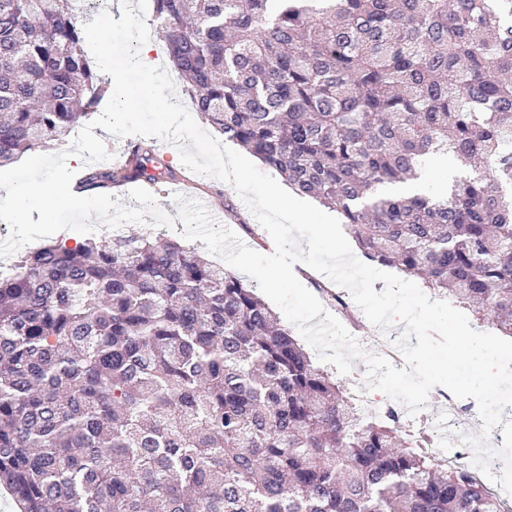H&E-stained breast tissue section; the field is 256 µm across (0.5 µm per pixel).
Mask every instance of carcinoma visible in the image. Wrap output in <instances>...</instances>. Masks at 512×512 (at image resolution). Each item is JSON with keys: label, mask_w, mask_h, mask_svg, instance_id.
I'll use <instances>...</instances> for the list:
<instances>
[{"label": "carcinoma", "mask_w": 512, "mask_h": 512, "mask_svg": "<svg viewBox=\"0 0 512 512\" xmlns=\"http://www.w3.org/2000/svg\"><path fill=\"white\" fill-rule=\"evenodd\" d=\"M65 0H0V167L104 98ZM195 111L363 256L512 338V0H153ZM432 155L445 196L390 195ZM176 178L150 146L79 189ZM0 486L17 512H504L367 416L245 283L159 234L0 277ZM341 226H342V230H343V232H344V234H345L346 238L348 239V241H349V243H350V245H351V247H352V250H353L354 254L356 255V257H357L358 259H360V260H361V261H363L364 263L369 264V265H371V266H373V267H375V268H377V269H379V270H381V271L388 272V273H393V274H396V275H398L399 277H401V278H403V279H405V280H408V281L414 282L415 284H417V285L419 286V288H420L424 293H426L429 297H431V300H432V301L436 299V300H444V301H447V302H448V298H447V297H443V296H442V297H440V296H438L437 294H435V293H434V291H433V290H430L429 288L425 287V285L422 283V281H421L420 279L415 278V277H411V276H408V275H405V274H403V273H401V272H397V271H396V270H394V269H391V268H389V267L382 266V265L378 264L377 262H372V261H369V260H367L366 258H364V257L362 256V254L357 250V248H356V246H355L354 242L352 241V239H351V238L346 234V230L344 229V227H343V225H342V224H341Z\"/></svg>", "instance_id": "1"}]
</instances>
